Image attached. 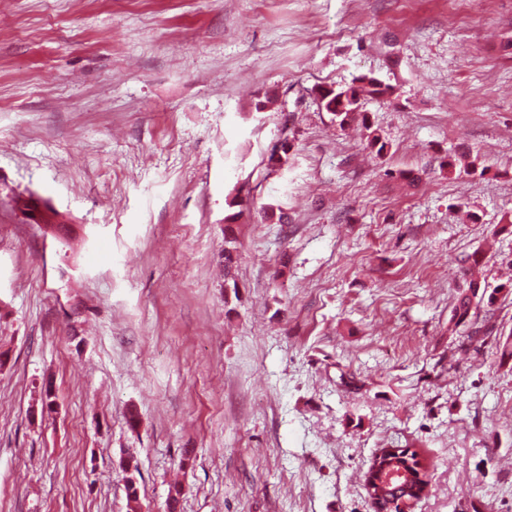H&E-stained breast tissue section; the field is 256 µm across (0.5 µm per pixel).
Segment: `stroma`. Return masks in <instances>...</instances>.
Wrapping results in <instances>:
<instances>
[{"instance_id": "35a3bbf8", "label": "stroma", "mask_w": 512, "mask_h": 512, "mask_svg": "<svg viewBox=\"0 0 512 512\" xmlns=\"http://www.w3.org/2000/svg\"><path fill=\"white\" fill-rule=\"evenodd\" d=\"M510 339L512 0H0V512H512ZM358 83V84H355ZM391 87L374 76L363 75L354 80L352 85L335 88L334 94L321 101V107L329 112L339 128H344L352 121L360 120L367 129L370 128L368 112L363 110L369 99L379 98L391 92ZM480 288L481 284L478 282L472 280L468 283V291L472 297H476L478 295ZM471 296L466 294L464 297H462L455 309V318L457 319V324L470 323L469 325L472 326V331L467 335L469 337L476 336L480 332V327H476L474 326L475 323L468 321L471 309Z\"/></svg>"}]
</instances>
